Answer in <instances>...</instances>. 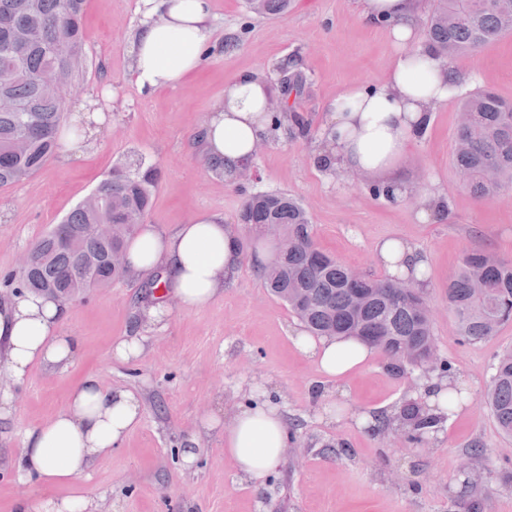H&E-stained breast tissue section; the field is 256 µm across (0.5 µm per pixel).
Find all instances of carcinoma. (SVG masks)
<instances>
[{
	"label": "carcinoma",
	"instance_id": "obj_1",
	"mask_svg": "<svg viewBox=\"0 0 512 512\" xmlns=\"http://www.w3.org/2000/svg\"><path fill=\"white\" fill-rule=\"evenodd\" d=\"M85 5L86 0H0V96L10 102L0 110V188L34 176L60 151L65 93L75 86L85 58ZM247 6L259 16L275 17L288 11L290 0H247ZM508 35L512 0H434L425 30L427 40L450 58ZM283 71L291 77L280 84L281 96L300 95L303 80L295 65ZM459 111L469 113L470 123L457 133L454 167L467 174L464 185L475 199L489 201L512 189V103L479 89L462 99ZM271 119L276 128L287 126L294 139L311 137L308 119L288 106ZM160 175L158 166L138 156L113 168L87 199L31 243L27 267L0 279L66 301L126 278L128 271L109 267L107 257L146 222ZM103 220L116 227L110 239L91 231ZM239 224L257 242L266 241L264 225L280 226L288 249L275 250L261 275L312 335L359 339L383 356L394 375L417 368L437 351L431 319L420 308L427 303L424 294L414 289L402 297L398 283L385 277L350 280V272L317 246L309 213L297 199L280 192L250 194ZM446 296L460 336L482 341L512 321V261L484 249L464 254ZM487 406L502 433L512 437V347L497 356ZM396 419L397 427L390 418L378 421V431H395L415 448L429 447L444 422L411 400L402 402ZM483 456L476 447L463 462L472 488L483 480Z\"/></svg>",
	"mask_w": 512,
	"mask_h": 512
}]
</instances>
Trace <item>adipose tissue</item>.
I'll list each match as a JSON object with an SVG mask.
<instances>
[{
    "label": "adipose tissue",
    "mask_w": 512,
    "mask_h": 512,
    "mask_svg": "<svg viewBox=\"0 0 512 512\" xmlns=\"http://www.w3.org/2000/svg\"><path fill=\"white\" fill-rule=\"evenodd\" d=\"M363 23L386 24L398 57L387 76L365 86L352 84L332 104L330 117L312 144L314 163L329 177L356 173L360 179L388 186L394 202L413 198L416 216L427 221L441 215L446 202L439 192L416 195L397 172L411 146L436 109L468 83V72L447 64L418 33L424 0H355ZM212 30L211 0H143L142 19L131 37V68L138 85L177 86L195 71ZM279 87L257 71L239 73L224 97L208 113L201 130L207 161L239 170L251 160L258 143L273 134L266 112ZM129 273L149 277L161 272L157 302L143 307L137 327L165 322L169 299L183 308L206 307L232 284L243 261L238 231L218 213L198 214L192 223L167 233L142 225L126 244ZM377 266L386 277L412 281L427 289L429 258L410 241L387 236L375 245ZM67 306L61 300L30 294L0 299V363L10 387L0 390V419L14 413L13 388L24 385L31 369L64 368L73 363L80 343L62 333ZM293 345L314 361L319 372L343 380L368 364L371 349L364 343L336 337H315L294 329ZM138 394L125 387L103 388L96 375L80 379L66 404L44 424L29 429L25 446L13 459L19 482L42 488L39 496L16 503V512H99L95 499L83 494L49 496L50 488L68 485L86 475L98 458L112 451L140 425ZM224 428L225 452L238 474L263 482L280 463L289 432L279 405L254 400L225 410L222 419L207 418L204 430Z\"/></svg>",
    "instance_id": "ef3b65f1"
}]
</instances>
